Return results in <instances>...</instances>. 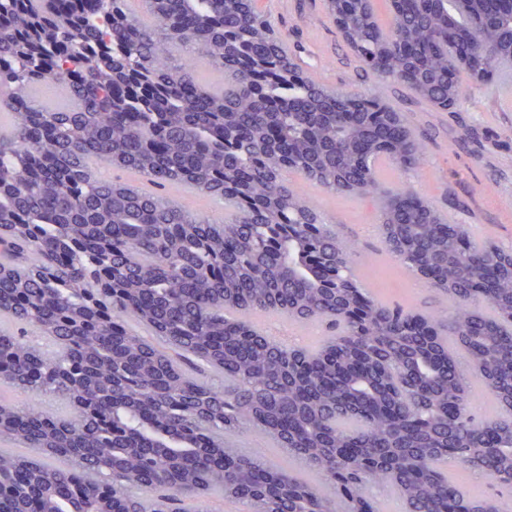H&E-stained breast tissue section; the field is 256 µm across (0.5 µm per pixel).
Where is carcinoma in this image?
<instances>
[{"label": "carcinoma", "mask_w": 512, "mask_h": 512, "mask_svg": "<svg viewBox=\"0 0 512 512\" xmlns=\"http://www.w3.org/2000/svg\"><path fill=\"white\" fill-rule=\"evenodd\" d=\"M129 2L0 0V385L23 395L0 390V442L43 457L0 447V512H379L369 485L406 512H497L439 464L512 492V251L386 190L379 163L411 169L422 144L381 99L303 71L256 0H140L148 23ZM324 7L380 79L438 109L512 66V0H390L385 23L376 0ZM176 45L224 89L170 60ZM47 73L71 108L35 101ZM288 172L378 197L387 252L452 310L336 287L353 245ZM182 185L234 213L199 215ZM271 313L330 336L287 347L252 321ZM459 348L500 409L480 422ZM47 396L70 412L31 407ZM245 427L317 480L227 439ZM172 54L174 55L175 58L188 59L190 65H193L195 63V72H206L214 76V79L208 81V85L210 86L211 89H213L214 91H220L223 88V80L220 79V76L222 75L221 72L217 68L209 64L207 59H205L202 55L195 53L189 56L186 55L185 52L177 48L173 49Z\"/></svg>", "instance_id": "1"}]
</instances>
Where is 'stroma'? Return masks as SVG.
<instances>
[{
	"instance_id": "obj_1",
	"label": "stroma",
	"mask_w": 512,
	"mask_h": 512,
	"mask_svg": "<svg viewBox=\"0 0 512 512\" xmlns=\"http://www.w3.org/2000/svg\"><path fill=\"white\" fill-rule=\"evenodd\" d=\"M290 2L291 13L284 19L272 0H258L313 76L344 92L378 95L422 142L420 166L408 171L385 169L382 179L387 186L410 187L453 223L481 229L497 245L512 250V110H498L496 79L471 87L461 111L436 109L373 74L344 40L323 0ZM286 181L303 186L317 200L325 223L356 242L358 251L350 269L371 295L390 303L409 301L426 313L451 309L446 296L388 255L373 199L306 185L295 174L287 175Z\"/></svg>"
}]
</instances>
